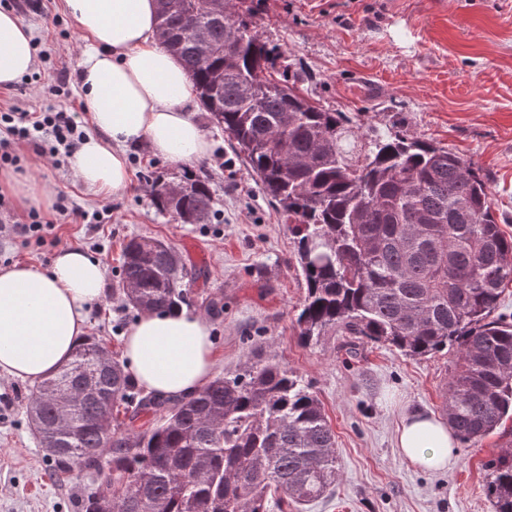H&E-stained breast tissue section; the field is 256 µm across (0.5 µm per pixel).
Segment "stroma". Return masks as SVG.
Returning <instances> with one entry per match:
<instances>
[{
  "label": "stroma",
  "instance_id": "obj_1",
  "mask_svg": "<svg viewBox=\"0 0 512 512\" xmlns=\"http://www.w3.org/2000/svg\"><path fill=\"white\" fill-rule=\"evenodd\" d=\"M21 20L53 51L37 82L24 88L27 110L63 105L83 112L75 75L79 31L63 0H47L45 12L30 10ZM256 31L282 52L289 73L303 77L315 102L349 113L362 128L422 137L471 160L501 230L512 237V0H264ZM195 118L212 144L209 158L181 166L146 146L132 148L131 187L112 198L111 223L90 230L63 221L55 240L39 246L0 240V267H48L64 244L90 250L105 280L87 333L119 354L138 317L117 294L122 247L136 236L163 240L199 272L193 289L200 298L191 310L209 322L215 375L257 354L273 357L321 400L336 437V481L301 512H492L484 464L498 451V435L459 443L455 464L437 472L416 469L397 450L406 416L444 417L455 350L412 358L368 344L350 355L338 335L302 345L296 317L306 286L294 267L291 226L224 131L205 111ZM23 154V174L47 196L41 214L53 216L63 196L87 210L100 207L68 166H53L28 148ZM189 175L208 180L214 207L207 223L176 222L152 202L155 180ZM209 298L219 299L221 310L208 309ZM34 390L29 381L0 378V512H79L96 484L83 468L64 482L50 479L25 413Z\"/></svg>",
  "mask_w": 512,
  "mask_h": 512
}]
</instances>
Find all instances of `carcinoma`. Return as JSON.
<instances>
[{
	"label": "carcinoma",
	"mask_w": 512,
	"mask_h": 512,
	"mask_svg": "<svg viewBox=\"0 0 512 512\" xmlns=\"http://www.w3.org/2000/svg\"><path fill=\"white\" fill-rule=\"evenodd\" d=\"M185 2L188 10L176 12L158 0L163 47L292 224L306 285L300 342L338 333L351 346L383 344L410 357L456 349L448 422L463 442L506 438L486 464L485 490L493 512H512V431L503 428L512 417V322L495 315L512 282V238L497 224L484 178L474 163L421 137L373 131L358 142L346 113L323 108L280 71L281 52L255 31L260 0H224L222 13L214 0ZM190 26L214 48L206 64ZM235 35L239 48L228 57L224 41ZM247 81L261 90L255 104L243 96ZM186 186L173 201L155 182L157 210L209 220L208 181ZM188 276L173 247L132 238L119 295L141 314L180 310L192 299ZM102 348V339L86 337L43 385L66 377L79 384L71 366ZM58 411L35 392L26 407L48 431ZM50 438L58 479L78 465L112 487L84 495L80 512H281L320 498L336 478L335 436L321 401L273 359L247 362L180 400L143 393L114 358L73 408L71 428Z\"/></svg>",
	"instance_id": "obj_1"
}]
</instances>
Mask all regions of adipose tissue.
<instances>
[{
    "label": "adipose tissue",
    "mask_w": 512,
    "mask_h": 512,
    "mask_svg": "<svg viewBox=\"0 0 512 512\" xmlns=\"http://www.w3.org/2000/svg\"><path fill=\"white\" fill-rule=\"evenodd\" d=\"M83 37L79 90L92 130L69 160L78 182L100 199L130 185L127 150L146 145L176 164L210 156L194 118L195 85L157 39L155 0H64ZM34 34L0 9V86L35 63ZM105 270L87 250L59 248L51 266L0 268V376L39 382L65 363L103 298ZM123 357L146 392L188 397L207 385L215 364L210 327L187 311L145 314L129 328ZM403 459L423 470L447 468L457 441L447 423L418 412L397 436Z\"/></svg>",
    "instance_id": "adipose-tissue-1"
}]
</instances>
